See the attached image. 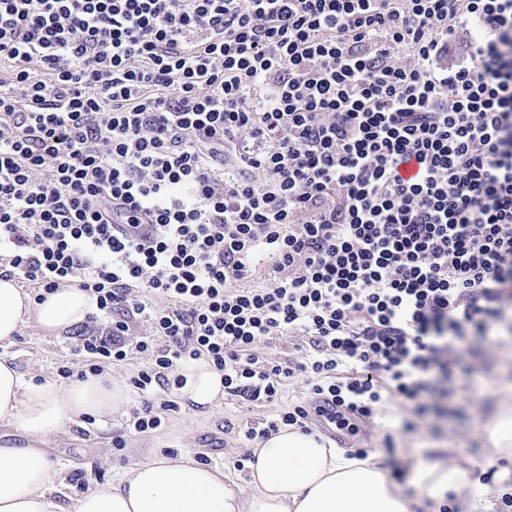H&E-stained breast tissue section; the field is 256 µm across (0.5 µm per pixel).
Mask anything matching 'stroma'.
Here are the masks:
<instances>
[{
  "label": "stroma",
  "mask_w": 512,
  "mask_h": 512,
  "mask_svg": "<svg viewBox=\"0 0 512 512\" xmlns=\"http://www.w3.org/2000/svg\"><path fill=\"white\" fill-rule=\"evenodd\" d=\"M494 334L490 342L476 336L469 339L480 351L473 361L478 386H470L461 373L449 375L444 393L435 398V411L426 418L420 432H402L401 420L408 409L396 399L383 401L372 417L358 420L352 429L339 433L335 428H324L316 418L309 420V429L334 440L346 452L368 449L389 472L397 466L412 471L419 460L434 455L472 472L504 467V460L487 452L484 427L498 406L512 399V391L507 388L512 382V310ZM75 345L72 331L50 335L32 322L13 343L0 344V356L12 357L25 378L55 382L59 366L72 360ZM140 405V396L130 391L127 404L119 412L86 417L82 424L68 426L44 441V448L68 482L69 496L77 494L70 480L78 472L88 473L89 483L94 486L121 476L135 463L179 456L188 450L194 456L206 457L208 465L223 468L226 475L246 481L249 471L237 468L236 461L254 445L243 441L240 432L272 415L271 408L241 399H225L211 408L181 399L175 410L164 412L158 429L129 437L125 448H113V436L124 429L127 418Z\"/></svg>",
  "instance_id": "1"
}]
</instances>
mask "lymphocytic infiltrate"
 Segmentation results:
<instances>
[{
    "instance_id": "1",
    "label": "lymphocytic infiltrate",
    "mask_w": 512,
    "mask_h": 512,
    "mask_svg": "<svg viewBox=\"0 0 512 512\" xmlns=\"http://www.w3.org/2000/svg\"><path fill=\"white\" fill-rule=\"evenodd\" d=\"M2 64L0 276L95 296L88 373L144 355L114 447L199 362L306 386L248 441L387 396L417 431L512 303V0H0Z\"/></svg>"
}]
</instances>
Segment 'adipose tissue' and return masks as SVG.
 <instances>
[{"instance_id":"ef3b65f1","label":"adipose tissue","mask_w":512,"mask_h":512,"mask_svg":"<svg viewBox=\"0 0 512 512\" xmlns=\"http://www.w3.org/2000/svg\"><path fill=\"white\" fill-rule=\"evenodd\" d=\"M96 302L73 286L34 301L15 279L0 278V342L36 322L60 334L93 313ZM224 393L220 375L207 364L192 370L184 397L214 404ZM127 403L119 382L87 376L58 386L25 382L12 360L0 358V425L16 428L35 444L0 448V512H438L451 501L467 512H493L496 497L463 467L438 458L419 462L410 483L414 495L397 491L374 456H347L321 434L287 426L258 444L250 466V497L219 468L192 454L153 459L121 477L96 485L71 503L59 499V473L41 446L86 416L109 414Z\"/></svg>"}]
</instances>
